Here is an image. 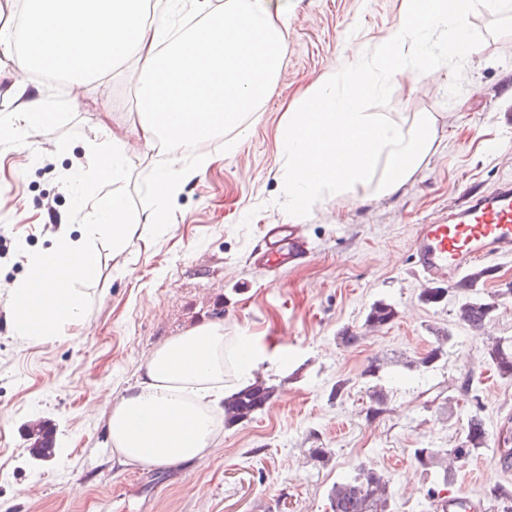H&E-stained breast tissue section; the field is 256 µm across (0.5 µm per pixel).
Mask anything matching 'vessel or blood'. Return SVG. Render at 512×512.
I'll return each instance as SVG.
<instances>
[{
    "label": "vessel or blood",
    "mask_w": 512,
    "mask_h": 512,
    "mask_svg": "<svg viewBox=\"0 0 512 512\" xmlns=\"http://www.w3.org/2000/svg\"><path fill=\"white\" fill-rule=\"evenodd\" d=\"M297 225L279 224L265 240L264 262L278 269L307 256ZM413 270L432 283H447L479 260L512 257V179L469 191L447 220L421 225L413 241Z\"/></svg>",
    "instance_id": "obj_1"
}]
</instances>
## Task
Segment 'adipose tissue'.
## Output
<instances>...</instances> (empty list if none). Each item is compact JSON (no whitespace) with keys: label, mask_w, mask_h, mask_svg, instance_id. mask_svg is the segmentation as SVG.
I'll return each mask as SVG.
<instances>
[{"label":"adipose tissue","mask_w":512,"mask_h":512,"mask_svg":"<svg viewBox=\"0 0 512 512\" xmlns=\"http://www.w3.org/2000/svg\"><path fill=\"white\" fill-rule=\"evenodd\" d=\"M207 11L189 33L172 31L165 17L145 22L146 0H40L29 8L27 44L44 50L42 70L98 77L108 65L135 59L145 146L163 148L167 160L150 186L149 222H162L181 187L209 166L180 155L187 143L237 128L270 93L285 56L288 12L282 0H190ZM32 63L17 53L13 31L0 28V78L13 79L16 105L0 118V141L23 147L31 131L51 125L45 86L28 87L22 75ZM127 143L112 136L86 146L78 175L100 183L125 172ZM77 228L61 225L51 248L29 254L28 274L7 289L13 334L29 343L60 336L80 324L86 306L82 281L100 262L98 245L109 241L121 257L136 218L124 197L99 191L81 196ZM224 398V328L202 324L152 350L134 385L106 403V428L114 452L130 464L153 467L206 462L220 442L217 409Z\"/></svg>","instance_id":"obj_1"}]
</instances>
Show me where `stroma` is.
Instances as JSON below:
<instances>
[{"instance_id": "1", "label": "stroma", "mask_w": 512, "mask_h": 512, "mask_svg": "<svg viewBox=\"0 0 512 512\" xmlns=\"http://www.w3.org/2000/svg\"><path fill=\"white\" fill-rule=\"evenodd\" d=\"M402 0H288L287 51L272 95L240 128L215 133L198 150L206 172L173 199L162 225L139 224L126 254L103 248L88 295L85 327L31 344L13 336L8 301L0 296V512H329L336 481L362 466L391 482L396 512H430L433 475L413 459L417 448H452L472 401H480L488 446L463 463L449 491L483 499L488 485L512 483L495 463L502 427L512 416V381L494 374L484 354L491 338H512V258L487 261L491 274L477 291L497 299L483 333L460 325L454 301L426 305L412 271L419 225L445 218L467 189L512 177V34L491 36L489 9L472 25L487 37L466 58L464 85L448 99V67L439 78L404 73L392 81L386 106L401 123L429 112L436 141L411 180L376 198L375 182L317 202L298 224L312 251L298 266L275 271L255 262L263 231L284 224L279 132L287 108L329 67L351 63L354 48L370 49L396 22ZM133 62L113 65L80 87L53 84L57 120L30 148L0 145V283L27 273V254L50 247L61 224L74 221L72 172L87 143L113 132L132 138L139 120ZM498 149L484 150L486 140ZM234 149H227V142ZM163 158L133 152L115 190L133 214L152 209L150 184ZM392 304L394 321L365 325L370 306ZM204 322L224 327V383L241 373L239 337H250L252 375L273 386L268 405L248 421L223 427L208 465L153 468L121 461L107 438L101 404L132 385L150 352L167 338ZM363 332L352 348L342 329ZM451 338L431 372L406 360L432 347L435 329ZM381 364L388 393L383 413L368 417L370 381ZM470 378L468 391L457 383ZM345 388L339 398L331 390ZM439 386L425 403L422 393ZM54 427L55 456H33L30 423ZM327 448L319 463L310 449Z\"/></svg>"}]
</instances>
